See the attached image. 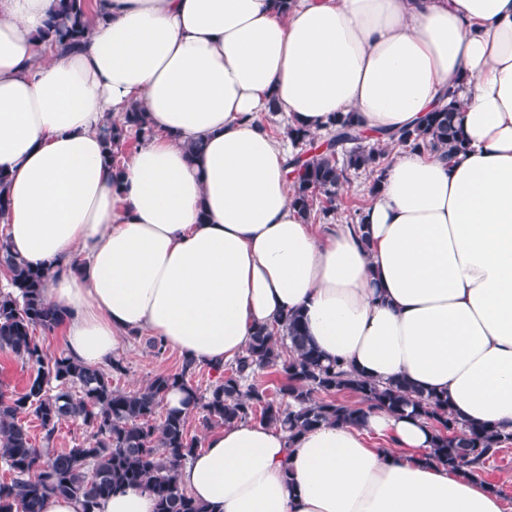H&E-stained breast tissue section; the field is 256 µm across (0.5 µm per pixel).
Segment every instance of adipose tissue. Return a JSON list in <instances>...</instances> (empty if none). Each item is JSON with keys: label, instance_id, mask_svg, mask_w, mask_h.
<instances>
[{"label": "adipose tissue", "instance_id": "ef3b65f1", "mask_svg": "<svg viewBox=\"0 0 512 512\" xmlns=\"http://www.w3.org/2000/svg\"><path fill=\"white\" fill-rule=\"evenodd\" d=\"M57 3L0 0V226L50 271L73 360L137 333L221 367L297 310L327 359L512 433V0H91L73 49ZM450 91L465 151L398 150L362 226L305 223L269 108L390 134ZM133 105L154 135L116 173L99 130ZM433 435L382 409L294 439L241 421L178 480L207 512H505Z\"/></svg>", "mask_w": 512, "mask_h": 512}]
</instances>
